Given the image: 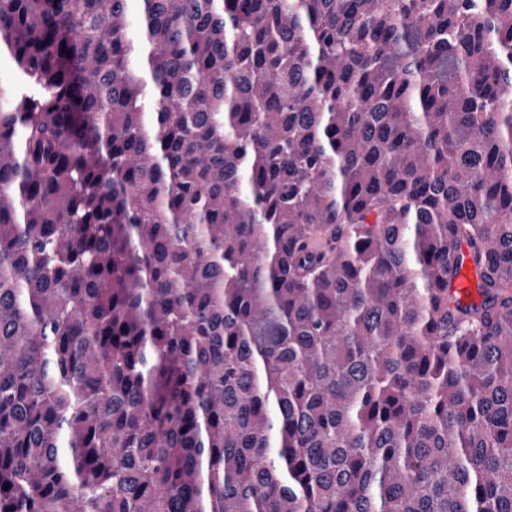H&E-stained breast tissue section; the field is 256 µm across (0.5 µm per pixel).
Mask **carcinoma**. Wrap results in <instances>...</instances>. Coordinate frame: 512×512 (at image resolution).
<instances>
[{"label":"carcinoma","instance_id":"cac0c4a2","mask_svg":"<svg viewBox=\"0 0 512 512\" xmlns=\"http://www.w3.org/2000/svg\"><path fill=\"white\" fill-rule=\"evenodd\" d=\"M5 54L0 512H512V0H0Z\"/></svg>","mask_w":512,"mask_h":512}]
</instances>
